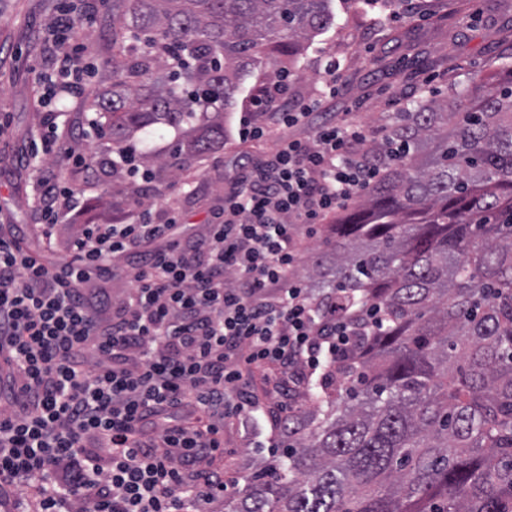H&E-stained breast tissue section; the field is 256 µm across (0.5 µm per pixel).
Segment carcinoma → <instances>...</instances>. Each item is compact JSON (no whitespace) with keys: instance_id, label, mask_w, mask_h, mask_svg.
<instances>
[{"instance_id":"1","label":"carcinoma","mask_w":512,"mask_h":512,"mask_svg":"<svg viewBox=\"0 0 512 512\" xmlns=\"http://www.w3.org/2000/svg\"><path fill=\"white\" fill-rule=\"evenodd\" d=\"M116 152L161 124L173 177L224 149L196 113L243 69L294 71L331 0H112ZM396 112L367 141L381 174L330 225L306 284L356 342L288 416L289 477L270 465L224 512H512V65Z\"/></svg>"}]
</instances>
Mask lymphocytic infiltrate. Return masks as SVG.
<instances>
[{
    "mask_svg": "<svg viewBox=\"0 0 512 512\" xmlns=\"http://www.w3.org/2000/svg\"><path fill=\"white\" fill-rule=\"evenodd\" d=\"M93 62L46 59L39 71L67 92ZM251 98L240 139L278 134L275 150L241 163L222 207L191 245L179 241L174 202L136 204L118 222L54 229L78 200L53 160L88 162L55 120L30 146L33 206L45 246L68 258L48 267L0 236V512H214L224 480L225 426L262 415L252 368L288 394L334 363L352 327L324 314L292 271L303 236L379 176L359 127L327 123L287 136L314 101ZM144 249L119 300L89 288L115 257ZM108 305L100 323L95 309Z\"/></svg>",
    "mask_w": 512,
    "mask_h": 512,
    "instance_id": "f902f5d3",
    "label": "lymphocytic infiltrate"
}]
</instances>
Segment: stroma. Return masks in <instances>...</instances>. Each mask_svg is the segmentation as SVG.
<instances>
[{"instance_id": "stroma-1", "label": "stroma", "mask_w": 512, "mask_h": 512, "mask_svg": "<svg viewBox=\"0 0 512 512\" xmlns=\"http://www.w3.org/2000/svg\"><path fill=\"white\" fill-rule=\"evenodd\" d=\"M79 42L94 58L92 82L79 95L65 98L61 129L86 127L93 113V94L112 86V5L110 0H76ZM55 0H0V225L27 227L24 245L37 249L41 230L29 205L33 175L23 159L41 129L43 109L37 103L38 59L52 44L49 24ZM335 22L311 40L288 83V95L317 98L325 79L321 58H336L342 86L336 99L322 103L308 122L293 128L308 137L326 122L360 126L366 137L383 134L386 115L410 101L448 96L471 84L492 66L512 56V0H398L390 9L333 0ZM263 69H247L235 97L201 121L223 123L224 149L198 159L181 184L162 181L152 202L175 198L185 217L182 237L199 230L224 203L227 175L241 159L275 148L276 137L239 140L235 130L256 86L273 81ZM269 423L235 425L224 431V476L242 484L246 476L279 459L282 451L268 445Z\"/></svg>"}]
</instances>
